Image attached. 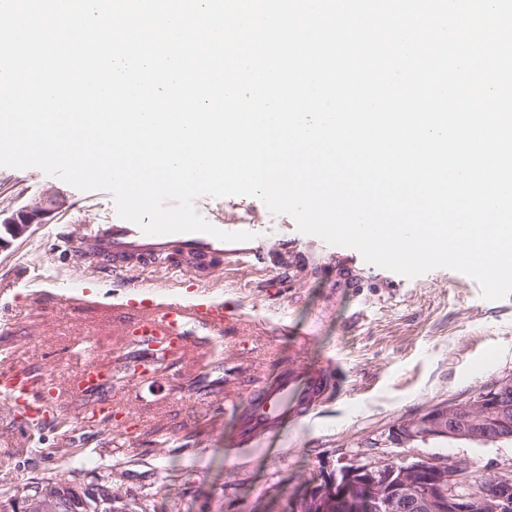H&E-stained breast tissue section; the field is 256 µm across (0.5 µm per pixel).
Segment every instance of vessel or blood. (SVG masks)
<instances>
[{
    "label": "vessel or blood",
    "mask_w": 512,
    "mask_h": 512,
    "mask_svg": "<svg viewBox=\"0 0 512 512\" xmlns=\"http://www.w3.org/2000/svg\"><path fill=\"white\" fill-rule=\"evenodd\" d=\"M59 242L78 258L80 265L124 274L123 297L93 300L89 287L78 278L65 293L66 301L94 306L111 322L114 335L149 336L157 344L184 351L194 348L202 336L221 340L225 329L234 324V317L225 314L223 304L197 297L169 294L160 301L150 299V292L156 291L160 283L142 278V271L156 268L196 275L222 262L225 256L259 253L249 240L223 241L205 233L149 235L124 219L112 224H90L79 232H63ZM104 369L95 346H87L71 377L72 387L91 382ZM0 379L5 382L6 399L22 409L33 426H40L53 413L60 391L53 378L39 376L30 385L22 380L20 368L9 364L0 367ZM341 390L331 371L307 363L251 381L246 388V405L236 414L235 448H246L259 438L277 435Z\"/></svg>",
    "instance_id": "b4317fda"
}]
</instances>
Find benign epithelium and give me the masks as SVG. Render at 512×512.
Returning <instances> with one entry per match:
<instances>
[{"instance_id": "7a95c632", "label": "benign epithelium", "mask_w": 512, "mask_h": 512, "mask_svg": "<svg viewBox=\"0 0 512 512\" xmlns=\"http://www.w3.org/2000/svg\"><path fill=\"white\" fill-rule=\"evenodd\" d=\"M67 207L55 190L44 191L35 202L8 215L0 223L13 238L34 224H46ZM512 436V376L488 390L449 404L437 405L392 429L389 438L403 447L430 440H463L488 446ZM105 498L114 503L116 492L100 483L82 489L68 486L54 494L0 502V512H58L61 503L70 512L87 507V500ZM512 512V472L498 473L493 485L474 492L466 472L451 475L437 461L368 462L343 466L313 486L301 502L302 512Z\"/></svg>"}]
</instances>
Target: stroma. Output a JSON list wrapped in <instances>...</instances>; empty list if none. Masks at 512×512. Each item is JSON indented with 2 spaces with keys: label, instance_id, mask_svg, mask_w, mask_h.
Wrapping results in <instances>:
<instances>
[{
  "label": "stroma",
  "instance_id": "1",
  "mask_svg": "<svg viewBox=\"0 0 512 512\" xmlns=\"http://www.w3.org/2000/svg\"><path fill=\"white\" fill-rule=\"evenodd\" d=\"M48 189L62 193L67 208L0 250V355L63 386L91 332L107 334L100 350L107 362L137 350L111 341L94 309L71 314L36 300V292L58 293L78 276L101 298L118 287L117 276L78 269L58 246L67 229L115 221L111 195L33 168L0 167L2 211ZM197 209L224 217L232 231L249 217V233L281 252L284 264L229 256L222 269L202 274L199 293L222 296L237 327L210 353H177L148 380L114 379L110 420L82 419L68 432L50 421L31 431L0 398V484L22 488L53 476L87 485L109 470L129 512H298L313 480L344 465L448 459L476 483L512 469L510 441L405 448L389 439L400 422L512 375V295L484 299L474 279L448 268L409 278L369 264L355 249L300 232L289 215L264 214L256 197L207 196ZM301 362L340 370V395L275 445L262 440L229 455L248 382Z\"/></svg>",
  "mask_w": 512,
  "mask_h": 512
}]
</instances>
